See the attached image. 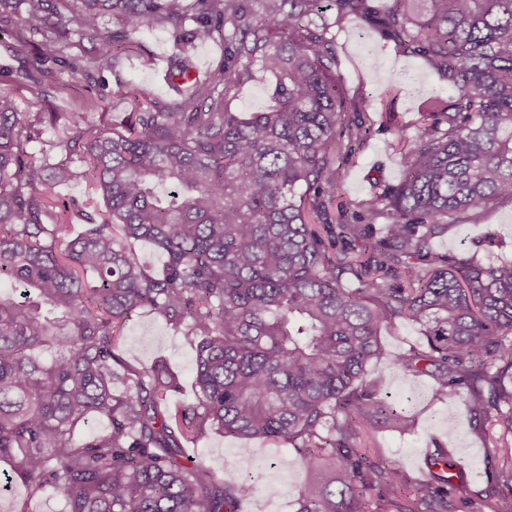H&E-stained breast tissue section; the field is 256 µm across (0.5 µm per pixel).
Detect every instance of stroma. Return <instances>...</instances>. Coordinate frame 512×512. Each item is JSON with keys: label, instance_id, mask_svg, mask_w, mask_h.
<instances>
[{"label": "stroma", "instance_id": "1", "mask_svg": "<svg viewBox=\"0 0 512 512\" xmlns=\"http://www.w3.org/2000/svg\"><path fill=\"white\" fill-rule=\"evenodd\" d=\"M339 60L341 88L347 98L368 97L372 108L365 117L373 127L369 141L354 153L351 166L344 173L341 199L348 209L358 205L376 184L397 183L403 175L401 156L392 144L397 129L415 130L421 112L436 98H447L448 88L423 59L400 55L393 44L385 42L369 25L350 17L334 27ZM130 51L120 55L116 66L91 72L66 73L60 84L49 87L47 95L32 100L20 73L28 66V53L14 49L9 35L0 33V92L15 98L20 111L70 112L92 99L97 108L91 121L107 119L119 123L134 111L133 93L147 88L154 110L171 112L180 101L164 78L171 56L178 47L172 32L144 29L133 34ZM226 104L230 111L262 112L273 104L272 82L254 76L234 87ZM436 252L465 258L478 255L486 263L512 259V202L503 200L480 212L468 223L452 225L448 234L436 240ZM120 353L137 366H148L163 359L182 378V390L176 401L191 404V383L195 353L184 336L154 315L136 312L125 322L121 332ZM383 354L369 371L380 388V396L397 409L417 414L414 432L401 433L378 426L366 443L406 474L421 476L426 449L446 446L461 465L464 481L473 498H480L488 486L495 464L482 435L485 424L470 420L467 392L445 401L429 398L431 379L414 378L391 368V361L418 345V326L400 321L382 329ZM215 475L240 476L250 461L264 460L255 473L254 495L242 502L239 512H296L297 487L305 479L300 453L287 444L271 440H239L212 433L190 450ZM280 486L279 496H267L266 485Z\"/></svg>", "mask_w": 512, "mask_h": 512}]
</instances>
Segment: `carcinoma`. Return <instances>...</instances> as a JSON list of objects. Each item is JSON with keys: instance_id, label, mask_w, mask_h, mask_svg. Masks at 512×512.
<instances>
[{"instance_id": "1", "label": "carcinoma", "mask_w": 512, "mask_h": 512, "mask_svg": "<svg viewBox=\"0 0 512 512\" xmlns=\"http://www.w3.org/2000/svg\"><path fill=\"white\" fill-rule=\"evenodd\" d=\"M0 0V26L33 50L22 75L43 93L48 60L70 71L103 69L109 47L145 28L185 44L218 36L231 61L181 91L180 112L144 108L121 125L87 112L22 118L0 93V463L17 491L15 512L40 490L65 512H239L249 481L215 477L184 443L213 431L296 448L306 478L297 512H461L470 502L448 450L412 478L359 448L381 423L414 427L378 397L369 364L380 331L400 320L422 343L394 366L433 380L430 398L464 388L468 411L491 420L492 448L512 447V261L486 265L439 256L433 241L501 199L512 200V0ZM110 15L119 29L110 33ZM357 17L400 53L423 58L448 86V101L397 131L404 172L353 211L336 206L346 143L372 127L365 97L340 92L336 23ZM103 49L75 57L72 38ZM192 69L187 53L171 75ZM262 72L275 104L243 116L225 108L236 84ZM64 121L56 145L101 196L99 215L62 217L31 143ZM382 228H376L377 224ZM163 255L140 264L135 243ZM143 310L181 331L195 349V401L175 415L181 382L162 361L127 364L121 329ZM126 388L112 390L117 368ZM102 434L79 436L88 416ZM476 512H512V453Z\"/></svg>"}]
</instances>
